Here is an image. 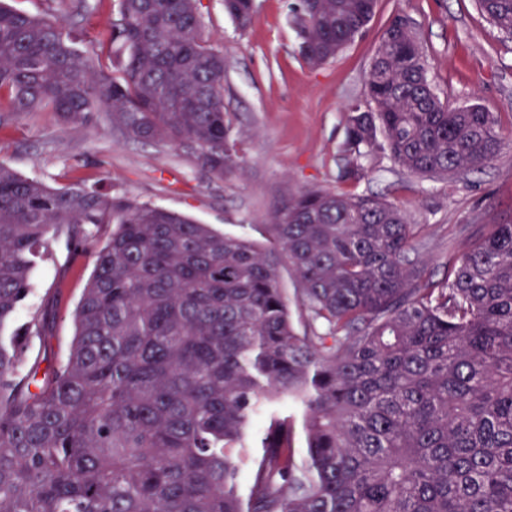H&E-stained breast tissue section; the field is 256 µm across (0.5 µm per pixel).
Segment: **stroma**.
<instances>
[{
	"label": "stroma",
	"instance_id": "obj_1",
	"mask_svg": "<svg viewBox=\"0 0 512 512\" xmlns=\"http://www.w3.org/2000/svg\"><path fill=\"white\" fill-rule=\"evenodd\" d=\"M295 0H256L247 32L237 31L221 0H200L201 31L224 54V108L241 143L240 165L212 177L184 148L133 140L108 112L73 124L51 112L11 115L0 127V160L53 188L84 178L87 186L185 214L228 235L268 245L273 212L301 191L380 196L411 223L426 227L419 258L434 279L445 278L449 252L479 224L512 221V39L480 13L475 0H378L366 32L327 64L299 58L290 25ZM34 16L56 15L78 50L112 56L116 0H88L84 14L62 0H10ZM408 16L431 61V77L449 104H480L498 115L503 146L481 171L449 179L410 176L381 149L360 159L344 150L347 109L365 100L379 36L395 14ZM100 243L89 240L78 262L66 241L52 262L31 275L30 292L13 325L21 327L46 294L57 293L49 328L32 339L30 360L48 374L65 358L72 310L94 267Z\"/></svg>",
	"mask_w": 512,
	"mask_h": 512
}]
</instances>
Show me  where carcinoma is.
<instances>
[{"label":"carcinoma","mask_w":512,"mask_h":512,"mask_svg":"<svg viewBox=\"0 0 512 512\" xmlns=\"http://www.w3.org/2000/svg\"><path fill=\"white\" fill-rule=\"evenodd\" d=\"M476 3L512 39V0ZM223 6L239 30L253 22L248 0ZM375 8L299 0L302 60H333ZM112 43L108 70L58 21L0 0V112L79 123L104 108L129 138L181 146L216 178L238 166L224 54L197 0H117ZM430 68L392 17L345 151L380 147L429 178L489 163L497 117L448 104ZM272 222L261 247L0 161V331L53 241L102 240L51 375L25 369L42 315L0 336V512H512V223L470 236L435 280L414 257L425 227L384 198L310 189ZM282 398L301 408L304 459ZM258 417L262 451L243 476Z\"/></svg>","instance_id":"cac0c4a2"}]
</instances>
